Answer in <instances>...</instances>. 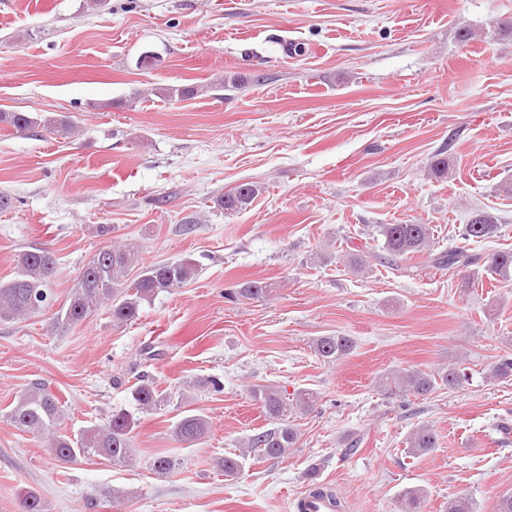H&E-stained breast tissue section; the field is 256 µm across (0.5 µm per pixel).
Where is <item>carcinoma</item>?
I'll return each instance as SVG.
<instances>
[{"label":"carcinoma","mask_w":512,"mask_h":512,"mask_svg":"<svg viewBox=\"0 0 512 512\" xmlns=\"http://www.w3.org/2000/svg\"><path fill=\"white\" fill-rule=\"evenodd\" d=\"M210 89L208 85L193 87L170 86L158 89L160 97L174 101L196 96ZM9 127L19 135L42 129L56 137L66 139L75 133V126L66 117L29 112H0V128ZM258 195L253 183H242L219 196L216 208L226 213L244 210ZM500 222L486 210L473 212L462 228V239L481 241L499 234ZM379 233L384 239L386 256L394 262L409 260L428 249L432 228L428 224H381ZM440 265L469 267L475 257L463 248H456L436 258ZM16 271L7 280L0 279V320H24L45 307L50 301L49 280L54 276L56 259L44 248L20 252L15 259ZM134 279H129L134 269ZM483 270L490 276L505 281L512 279V251H501L483 262ZM197 275V266L189 259L146 265L135 243L114 244L104 247L89 258L76 283L59 308L52 329L59 333L79 325L101 309H107L112 322L124 325L138 320L142 306L161 292L180 288ZM270 287L261 281L239 284L234 295L255 299L268 295ZM355 342L349 336L327 335L315 339L313 349L325 362H336L348 356ZM467 381V373L458 365L429 375L414 370H390L377 379L378 387L390 395L426 396L436 387L456 388ZM265 416L276 421V427L262 431L247 442V450L235 456H226L218 462L227 477L238 476L247 454L257 451L264 458H279L296 445L298 435L291 424L297 413L310 410L316 395L309 390H298L288 398L273 386H259L252 391ZM132 397L138 409L151 411L167 402V396L157 388L147 374L137 378L132 386ZM64 413L58 399L42 385L36 383L10 404L6 418L17 429L38 438L47 450L63 461H73L83 455L109 457L114 462L130 457L132 433L138 418L125 410L111 415L105 423L82 429L75 437L58 432ZM208 422L199 414L184 415L173 428V439L180 444L195 445L206 437ZM437 436L426 425L415 428L407 437V451L411 455H425L437 447ZM424 489L409 488L400 498L401 512H420Z\"/></svg>","instance_id":"obj_1"}]
</instances>
